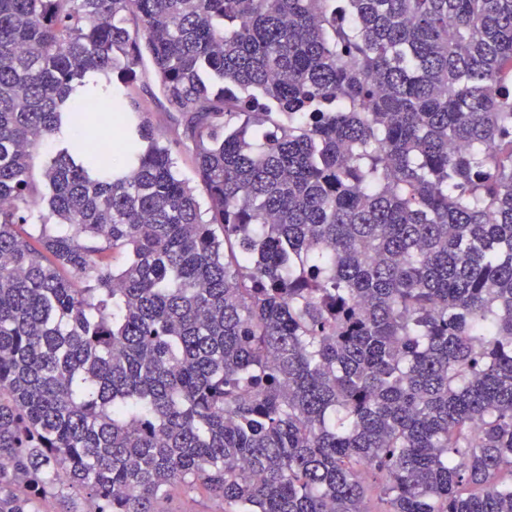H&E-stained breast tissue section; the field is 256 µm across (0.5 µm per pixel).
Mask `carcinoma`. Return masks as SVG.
<instances>
[{
	"label": "carcinoma",
	"instance_id": "obj_1",
	"mask_svg": "<svg viewBox=\"0 0 512 512\" xmlns=\"http://www.w3.org/2000/svg\"><path fill=\"white\" fill-rule=\"evenodd\" d=\"M345 12L0 0V512H512V0ZM137 72V86L140 95V100L144 108L149 111V115L154 120L155 118L160 116L161 113H163V99L148 69H137ZM144 73H146V75ZM163 506L178 510H188V512H217L214 510L219 508V504L216 501L205 496L195 495L194 499H191L179 494H176L169 503Z\"/></svg>",
	"mask_w": 512,
	"mask_h": 512
}]
</instances>
